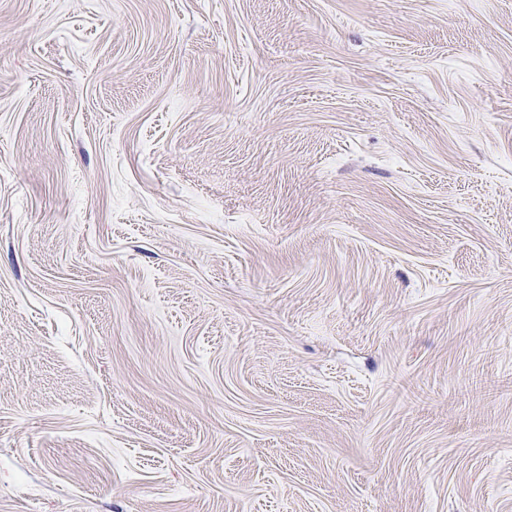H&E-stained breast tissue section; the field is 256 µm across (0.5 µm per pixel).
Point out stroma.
<instances>
[{"label": "stroma", "instance_id": "stroma-1", "mask_svg": "<svg viewBox=\"0 0 512 512\" xmlns=\"http://www.w3.org/2000/svg\"><path fill=\"white\" fill-rule=\"evenodd\" d=\"M0 512H512V0H0Z\"/></svg>", "mask_w": 512, "mask_h": 512}]
</instances>
